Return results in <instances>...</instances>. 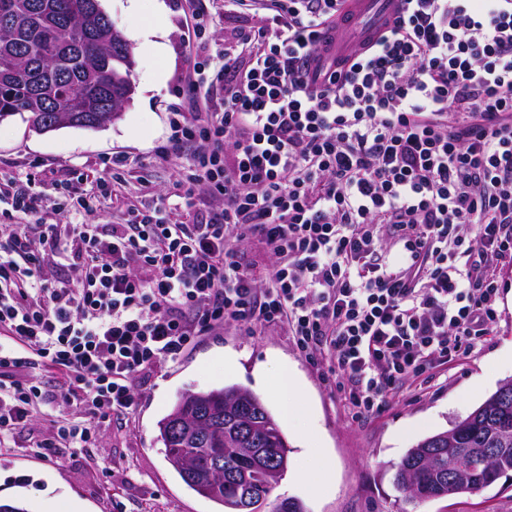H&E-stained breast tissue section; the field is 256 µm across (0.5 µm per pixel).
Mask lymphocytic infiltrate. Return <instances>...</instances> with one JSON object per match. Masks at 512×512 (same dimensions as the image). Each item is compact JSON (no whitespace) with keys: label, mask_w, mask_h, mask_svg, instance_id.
Instances as JSON below:
<instances>
[{"label":"lymphocytic infiltrate","mask_w":512,"mask_h":512,"mask_svg":"<svg viewBox=\"0 0 512 512\" xmlns=\"http://www.w3.org/2000/svg\"><path fill=\"white\" fill-rule=\"evenodd\" d=\"M341 2L222 0L256 20L216 53L212 11L193 12V109L158 154L180 209L213 201L205 218L171 221L160 196L66 225L0 182L1 448L38 419L43 461L94 446L138 378L219 328H285L355 421L487 342L512 265V0H404L338 58L323 34ZM246 240L274 264L251 267Z\"/></svg>","instance_id":"f902f5d3"}]
</instances>
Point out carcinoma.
Here are the masks:
<instances>
[{
	"mask_svg": "<svg viewBox=\"0 0 512 512\" xmlns=\"http://www.w3.org/2000/svg\"><path fill=\"white\" fill-rule=\"evenodd\" d=\"M73 17L76 0H0V121L20 116L36 132L101 128L132 99L134 59L123 34L92 0ZM157 441L184 484L236 512H268L288 472V440L256 394L237 385L188 390L157 423ZM224 474L248 470L245 487L215 490L209 463ZM392 484L409 502L474 495L512 475V379L504 380L451 429L417 441L392 466Z\"/></svg>",
	"mask_w": 512,
	"mask_h": 512,
	"instance_id": "cac0c4a2",
	"label": "carcinoma"
}]
</instances>
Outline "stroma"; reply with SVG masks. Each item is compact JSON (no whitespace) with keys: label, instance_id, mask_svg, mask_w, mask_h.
Masks as SVG:
<instances>
[{"label":"stroma","instance_id":"obj_1","mask_svg":"<svg viewBox=\"0 0 512 512\" xmlns=\"http://www.w3.org/2000/svg\"><path fill=\"white\" fill-rule=\"evenodd\" d=\"M165 53L135 36L152 18L154 0H101L135 59L133 100L112 124L98 129L63 127L34 132L20 117L0 121V175L46 204L64 201L63 168L73 169L77 191L102 188L106 196L75 223L117 224L127 206L147 207L172 191L174 164L155 149L169 135L170 105L186 96L184 15L209 0H164ZM129 157L120 185L107 160ZM499 319L491 342L476 350L448 378L422 396L390 404L365 423L347 418L312 364L283 328L252 336L224 330L203 336L179 362L146 376L136 412L124 430L102 425L97 447L68 448L49 463L21 448L0 450V499L22 503L26 512H217L212 501L189 490L156 440L157 423L188 389L238 385L258 395L272 414L278 403L268 376L289 369L297 378L305 412L285 425L289 468L275 499L302 502L305 512H512V479L475 495L452 496L417 506L404 502L392 484V467L418 440L450 429L499 383L512 377V265L500 272ZM232 369H225V359Z\"/></svg>","mask_w":512,"mask_h":512}]
</instances>
